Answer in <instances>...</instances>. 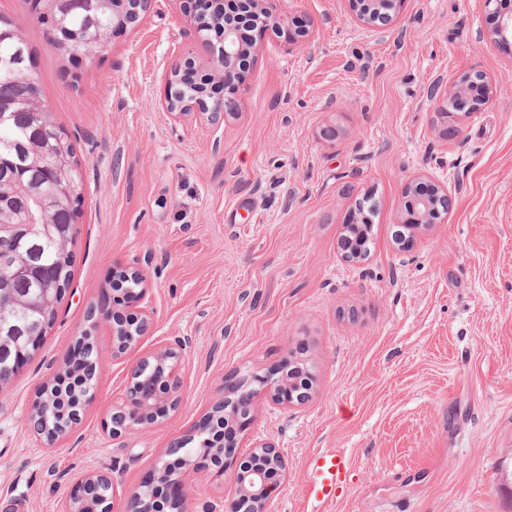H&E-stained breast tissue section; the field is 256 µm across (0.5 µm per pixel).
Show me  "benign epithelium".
<instances>
[{"instance_id": "7a95c632", "label": "benign epithelium", "mask_w": 512, "mask_h": 512, "mask_svg": "<svg viewBox=\"0 0 512 512\" xmlns=\"http://www.w3.org/2000/svg\"><path fill=\"white\" fill-rule=\"evenodd\" d=\"M275 0H220L224 5V23L219 44L208 45L210 18L201 15L194 24L191 34L202 43L208 52L209 77L226 78L243 67L248 68L256 50L257 37L265 29L278 24L274 9ZM352 14L364 26L372 28L376 25V17L383 14L387 22L396 20L404 10L407 0H348ZM485 8L494 20L492 35L498 46L512 56V10L502 8L503 0H484ZM256 27L252 43L242 40V28L245 24ZM497 92L496 86L485 81L482 75L466 74L448 88L444 100L448 107L467 98L468 112H480L493 100ZM163 107L175 116L187 115L191 112H206L211 120L217 122L224 118V113L210 108L209 98L202 93L191 101H184L168 92ZM414 187L406 185L403 191L407 209L402 211L400 223L408 228V237L431 224L443 219L451 204L448 189L435 184L430 192L418 196L412 195ZM135 277L145 282L142 272L133 266L118 265L115 267L112 286L119 287L123 281ZM124 295L134 303L141 304L140 311L130 314L117 321H112V339L114 354H124L135 347L151 326V311L145 305L147 288L126 290ZM155 363L166 366L167 372L163 379V389H154L149 395L135 377L148 371ZM186 357L181 345L166 347L140 358L130 372V380L123 401L113 407L112 417L118 423L112 425V437L117 438L134 427L150 425L156 421V407L167 404L177 408L181 388L180 373L185 366ZM295 363L293 359H285L282 364L267 373L252 376L250 384L263 390L271 404L281 408H292L302 404L308 397V391L302 389L299 381L288 376L286 366ZM257 390L242 387L239 392L232 393L224 388V399L216 402L208 414L220 415L233 426L232 440L215 442L205 425L200 420L189 438L201 443L198 456L191 459L185 469L176 477L165 479L169 471L164 460L155 466L149 480L141 483L131 493L127 512H156L154 502L163 506H178L186 498V488L190 480L197 474L207 472L215 477L231 473L235 485V497L224 506V512H268L272 495L277 491L287 475V463L272 443L255 440L250 444V452L242 457L238 453L241 447L238 435L250 429L253 421V404ZM97 484L114 490L112 476L101 472H90L80 482L78 488L66 500L64 512H109L106 503L112 497L100 496L93 498L89 484Z\"/></svg>"}]
</instances>
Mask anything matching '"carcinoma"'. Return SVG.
<instances>
[{
	"label": "carcinoma",
	"mask_w": 512,
	"mask_h": 512,
	"mask_svg": "<svg viewBox=\"0 0 512 512\" xmlns=\"http://www.w3.org/2000/svg\"><path fill=\"white\" fill-rule=\"evenodd\" d=\"M112 2L97 0L77 6L64 0H23L33 19L46 26L50 45L63 42L90 56L100 51L97 33L112 28ZM31 60L26 43L0 36V106L15 113L0 124V192L14 198L11 211L1 215L0 221L39 223L53 215L56 225L69 226V241L62 247L52 227L46 233L30 234L20 228L0 233V259H5V264H0V289L26 298L50 293L59 299L72 282V247L78 235L74 203L82 197L83 179L70 142L54 122L50 120L44 127L29 122L25 103L30 84L24 77ZM16 252L22 253L30 266L46 270V276H24L13 270L8 259ZM55 318L53 305L38 313L22 307L0 310V338L12 339L7 364L29 360ZM71 411L69 395L56 385L41 389L32 416L36 424L66 427Z\"/></svg>",
	"instance_id": "cac0c4a2"
}]
</instances>
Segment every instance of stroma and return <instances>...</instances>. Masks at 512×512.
<instances>
[{"label":"stroma","mask_w":512,"mask_h":512,"mask_svg":"<svg viewBox=\"0 0 512 512\" xmlns=\"http://www.w3.org/2000/svg\"><path fill=\"white\" fill-rule=\"evenodd\" d=\"M279 8L306 41L267 30L234 117L215 123L162 105L175 59L207 72L178 0H156L90 61L48 45L22 0H0L84 183L72 284L34 360L0 386V512H62L91 469L112 474V512H126L170 442L223 398L225 375L292 354L316 379L312 399L283 410L258 394L248 433L287 461L270 512H512V57L483 0H407L382 32L347 0ZM476 71L497 85L485 110L430 98ZM421 175L447 185L452 207L401 253L403 189ZM365 199L369 257L349 263L339 240ZM118 264L145 274L152 324L116 357L111 319L87 312L113 298ZM85 334L102 358L96 387L50 446L29 413ZM178 339L179 407L113 437L133 365ZM326 450L352 470L332 502L306 493ZM234 495L231 478L202 473L183 509Z\"/></svg>","instance_id":"1"}]
</instances>
